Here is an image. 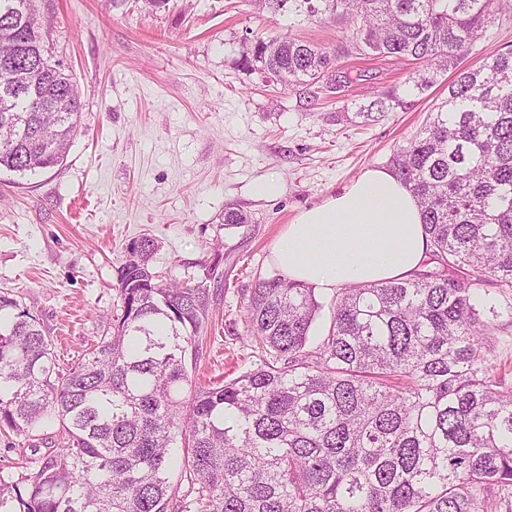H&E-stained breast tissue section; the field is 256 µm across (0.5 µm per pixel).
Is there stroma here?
<instances>
[{
    "instance_id": "35a3bbf8",
    "label": "stroma",
    "mask_w": 512,
    "mask_h": 512,
    "mask_svg": "<svg viewBox=\"0 0 512 512\" xmlns=\"http://www.w3.org/2000/svg\"><path fill=\"white\" fill-rule=\"evenodd\" d=\"M51 60L72 73L81 108L62 165L20 176L0 172V292L35 315L60 367L110 334L118 309L116 269L126 245L150 236L157 271L201 277L221 252L195 379H231L262 360L244 334L243 308L257 276L278 273L272 248L305 207L387 168L396 150L448 95L449 76L418 95L413 61L342 55L349 82L311 99L244 68L257 38L295 37L335 50L349 20L274 14L259 0H33ZM463 66L512 45V0ZM405 101L375 121L360 115L384 91ZM273 178L275 197L255 193ZM240 210L246 223L228 225ZM489 330L482 355L512 381V288L489 278L476 289ZM49 428L0 434V479L18 480L54 453Z\"/></svg>"
}]
</instances>
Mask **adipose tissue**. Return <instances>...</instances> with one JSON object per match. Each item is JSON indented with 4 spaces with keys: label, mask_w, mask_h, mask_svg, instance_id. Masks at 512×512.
<instances>
[{
    "label": "adipose tissue",
    "mask_w": 512,
    "mask_h": 512,
    "mask_svg": "<svg viewBox=\"0 0 512 512\" xmlns=\"http://www.w3.org/2000/svg\"><path fill=\"white\" fill-rule=\"evenodd\" d=\"M430 251L413 193L390 169L373 168L301 210L275 242L272 260L291 280L332 293L411 278Z\"/></svg>",
    "instance_id": "obj_1"
}]
</instances>
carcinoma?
<instances>
[{
    "mask_svg": "<svg viewBox=\"0 0 512 512\" xmlns=\"http://www.w3.org/2000/svg\"><path fill=\"white\" fill-rule=\"evenodd\" d=\"M307 20L354 23L341 52L412 59L423 93L454 73L448 97L397 151L393 172L422 211L433 271L336 290L327 335L306 348L314 289L258 277L243 314L256 367L200 384L187 352L209 321L219 263L193 281L152 266L157 242H129L112 333L64 371L52 340L0 294V431L53 419L55 454L13 491L16 512H479L478 490L512 486V386L481 357L488 324L474 288H512V49L461 67L493 0H263ZM338 52L259 38L247 68L283 88L333 78ZM0 169L63 163L77 85L46 55L32 0H0ZM404 105L386 91L361 113ZM195 497L167 470L176 443Z\"/></svg>",
    "mask_w": 512,
    "mask_h": 512,
    "instance_id": "1",
    "label": "carcinoma"
}]
</instances>
